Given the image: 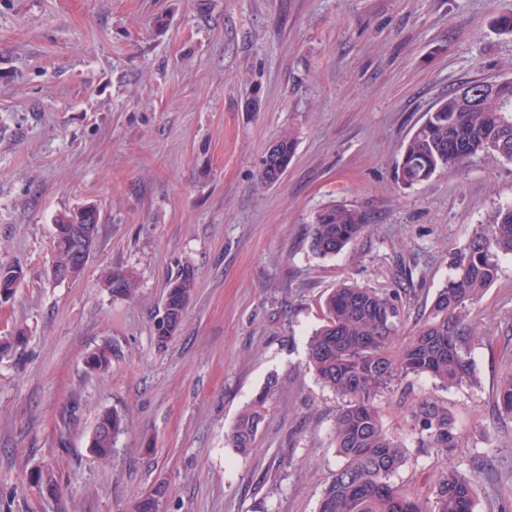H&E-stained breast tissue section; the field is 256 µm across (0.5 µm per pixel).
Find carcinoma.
I'll use <instances>...</instances> for the list:
<instances>
[{"instance_id": "1", "label": "carcinoma", "mask_w": 512, "mask_h": 512, "mask_svg": "<svg viewBox=\"0 0 512 512\" xmlns=\"http://www.w3.org/2000/svg\"><path fill=\"white\" fill-rule=\"evenodd\" d=\"M484 155L512 162V81L466 107L455 93L438 101L403 146L396 180L413 186L435 173L452 171L464 161ZM368 227L363 213L330 205L311 225L310 246L334 255L359 238ZM512 255V205L496 208L476 226L453 259L454 275L438 289L427 314L417 318L413 332L401 335L410 318L415 292L388 291L341 283L324 300V324L309 340L308 364L321 383L343 400L336 412L333 441L341 465L324 488L318 512H473V478L451 466L442 467L428 493H406L394 477L408 461L401 436L386 426L380 398L408 389L412 378L428 375L441 387L476 381L468 346L473 337L471 306L498 278L500 258ZM102 283L112 284L114 297L137 293L134 273L112 267ZM167 297L186 307L196 278L180 269L169 282ZM112 345L105 343L88 358L104 371L112 362ZM274 383L270 382L237 415L226 435L239 454L251 452ZM498 413L512 418V372L497 388ZM404 420L419 448L448 459L460 447L455 418L448 403L432 396L413 399ZM125 418L117 411L98 416L92 449L101 458L112 452L115 437L124 432Z\"/></svg>"}]
</instances>
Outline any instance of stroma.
<instances>
[{
	"label": "stroma",
	"instance_id": "stroma-1",
	"mask_svg": "<svg viewBox=\"0 0 512 512\" xmlns=\"http://www.w3.org/2000/svg\"><path fill=\"white\" fill-rule=\"evenodd\" d=\"M512 0H0V267L22 273L0 301V512H132L165 484L162 512H318L341 464L342 404L306 366L322 303L343 281L410 283L429 308L452 257L496 207L512 163L481 155L405 187L404 143L425 112L473 80L512 78ZM297 136L281 181L267 149ZM95 205L81 279L55 280L53 221ZM332 204L367 232L333 256L310 248ZM197 286L158 345L167 282ZM132 270L138 296L101 286ZM473 307L478 382L413 393L447 402L463 440L452 463L476 483L474 512H512V420L497 384L512 371V256ZM114 348L107 371L85 358ZM249 455L225 436L264 387ZM128 422L112 455L90 450L97 418ZM396 477L432 488L433 451L408 442ZM63 486L38 493L36 472Z\"/></svg>",
	"mask_w": 512,
	"mask_h": 512
}]
</instances>
